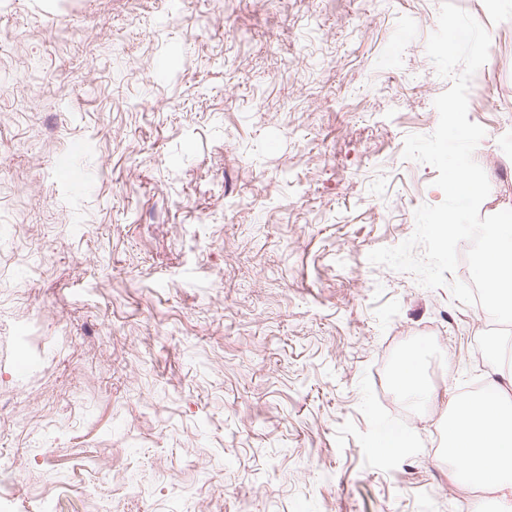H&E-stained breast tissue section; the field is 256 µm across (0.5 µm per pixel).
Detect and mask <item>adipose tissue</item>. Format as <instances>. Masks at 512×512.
<instances>
[{
	"label": "adipose tissue",
	"instance_id": "obj_1",
	"mask_svg": "<svg viewBox=\"0 0 512 512\" xmlns=\"http://www.w3.org/2000/svg\"><path fill=\"white\" fill-rule=\"evenodd\" d=\"M448 452L464 482L493 487L500 512H512V393L493 381L459 402L448 419Z\"/></svg>",
	"mask_w": 512,
	"mask_h": 512
}]
</instances>
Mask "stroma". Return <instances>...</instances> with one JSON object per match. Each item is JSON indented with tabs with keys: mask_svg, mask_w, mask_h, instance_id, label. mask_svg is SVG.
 <instances>
[{
	"mask_svg": "<svg viewBox=\"0 0 512 512\" xmlns=\"http://www.w3.org/2000/svg\"><path fill=\"white\" fill-rule=\"evenodd\" d=\"M441 2L0 0V512H495L444 453L494 320L368 260L444 199L403 157L451 84ZM464 9L486 217L512 209V0ZM411 350L433 393L405 411ZM389 420L413 447L376 448Z\"/></svg>",
	"mask_w": 512,
	"mask_h": 512,
	"instance_id": "obj_1",
	"label": "stroma"
}]
</instances>
